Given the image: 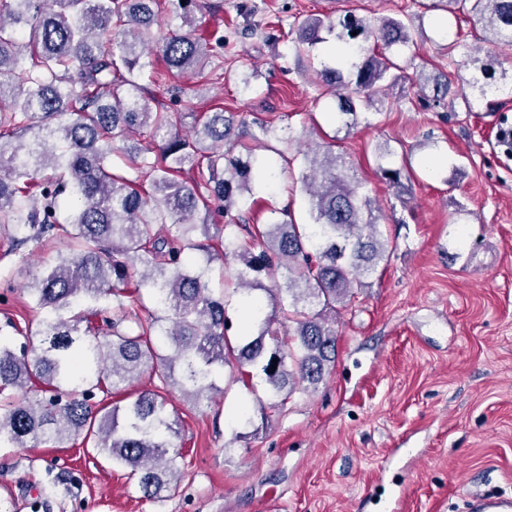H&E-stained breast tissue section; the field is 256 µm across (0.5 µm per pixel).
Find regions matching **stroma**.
<instances>
[{"label": "stroma", "instance_id": "35a3bbf8", "mask_svg": "<svg viewBox=\"0 0 512 512\" xmlns=\"http://www.w3.org/2000/svg\"><path fill=\"white\" fill-rule=\"evenodd\" d=\"M196 15L228 37L224 73L185 78L171 98L161 63L138 75L160 106L182 112L191 130L200 112L224 109L290 126L296 136L334 142L380 208L392 243L352 302L337 307L336 364L311 393L295 391L271 408L266 386L217 380L223 395L202 406L166 394L178 429L183 475L161 500L142 498L125 469L92 446L69 440L35 448L0 447V512H32L57 478L51 512H473V498L512 496V156L498 144L512 128V96H462L451 87L432 107L416 70L512 81V47L482 41L479 25L451 14L445 0H205ZM410 19V64L382 110L359 111L352 128L333 115V98L313 72L335 59L316 45L297 56L298 20L345 13ZM410 156L407 190L381 178ZM253 223L290 208L307 220L290 180L254 191ZM53 246L12 250L0 232V324L22 341L31 303L24 285L51 265Z\"/></svg>", "mask_w": 512, "mask_h": 512}]
</instances>
